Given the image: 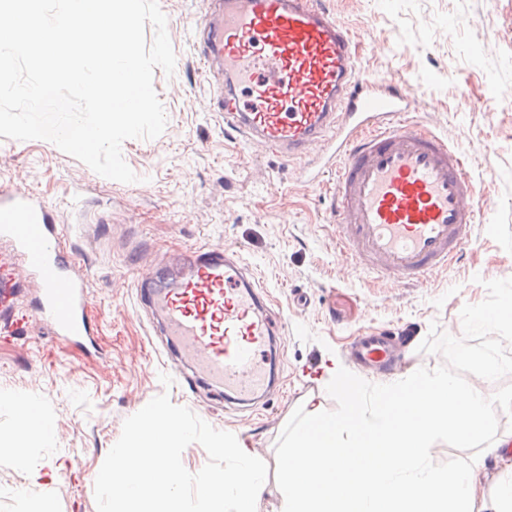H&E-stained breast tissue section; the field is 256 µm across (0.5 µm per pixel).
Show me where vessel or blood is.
Masks as SVG:
<instances>
[{
	"label": "vessel or blood",
	"mask_w": 512,
	"mask_h": 512,
	"mask_svg": "<svg viewBox=\"0 0 512 512\" xmlns=\"http://www.w3.org/2000/svg\"><path fill=\"white\" fill-rule=\"evenodd\" d=\"M202 73L224 125L292 158L315 148L336 157L330 213L336 246L383 279L414 284L456 261L484 208L461 153L409 118V86L363 79L357 41L319 0H207L196 24ZM0 325L20 320L23 276L37 283L35 317L90 350L85 267L70 253L54 209L0 192ZM163 321L167 345L198 375L239 400L269 392L274 330L247 268L223 249L178 250L166 274L140 286ZM352 355L366 369L397 366L405 347L370 333Z\"/></svg>",
	"instance_id": "vessel-or-blood-1"
}]
</instances>
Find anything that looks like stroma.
<instances>
[{"label":"stroma","mask_w":512,"mask_h":512,"mask_svg":"<svg viewBox=\"0 0 512 512\" xmlns=\"http://www.w3.org/2000/svg\"><path fill=\"white\" fill-rule=\"evenodd\" d=\"M158 2L177 61L173 75H153L164 132L122 145L137 182L104 178L51 142L0 136V189L54 208L87 265L95 329L88 353L32 319L0 337V435L21 426L15 396H35L52 429L50 443H30L35 477L0 456V512L37 502L97 512L94 478L124 420L163 393L274 464L330 358L363 384L383 381L349 358L367 330L408 337L406 367L476 382L455 353L487 341L468 314L512 300V0H320L357 38L361 77L406 80L414 121L465 153L491 205L458 261L406 285L376 280L338 252L325 152L287 160L225 132L195 47L206 0ZM194 246L242 256L276 317L283 387L245 418L205 383L181 386L157 336L161 319L139 298L142 271Z\"/></svg>","instance_id":"obj_1"}]
</instances>
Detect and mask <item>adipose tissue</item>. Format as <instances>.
<instances>
[{
	"instance_id": "obj_1",
	"label": "adipose tissue",
	"mask_w": 512,
	"mask_h": 512,
	"mask_svg": "<svg viewBox=\"0 0 512 512\" xmlns=\"http://www.w3.org/2000/svg\"><path fill=\"white\" fill-rule=\"evenodd\" d=\"M474 329L493 334L459 357L476 365L482 384L464 386L447 374L418 367L407 377L366 388L338 363L325 366L321 393L338 394L340 412L307 395L305 414L276 461L280 512H512V431L498 432L496 417L512 413V389L488 394L485 382L512 373V300L471 312ZM23 417L20 431L0 438V455L29 469L31 440L48 441L51 426L30 396L10 398ZM477 449L472 462L440 471L429 459L440 438ZM495 473H488V466ZM490 484L492 494L477 490Z\"/></svg>"
}]
</instances>
